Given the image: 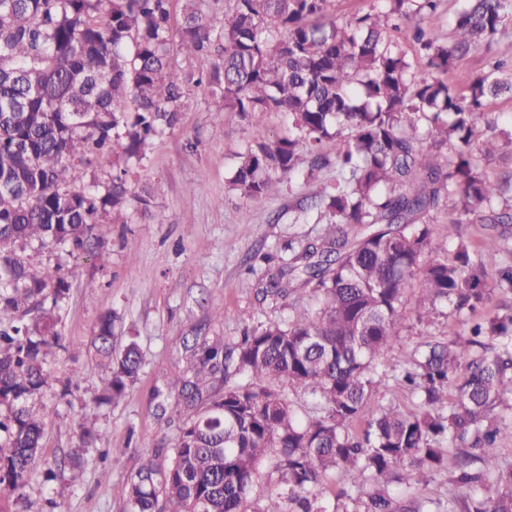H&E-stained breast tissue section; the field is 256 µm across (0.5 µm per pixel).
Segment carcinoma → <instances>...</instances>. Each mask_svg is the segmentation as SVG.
Instances as JSON below:
<instances>
[{"label": "carcinoma", "mask_w": 512, "mask_h": 512, "mask_svg": "<svg viewBox=\"0 0 512 512\" xmlns=\"http://www.w3.org/2000/svg\"><path fill=\"white\" fill-rule=\"evenodd\" d=\"M204 0H185L180 47L215 55L211 105L246 116L283 112L291 132L258 139L240 154L232 188L258 199L300 172L336 161V184L319 205L328 222L320 242L288 245V275H305L320 307L287 320L259 321L238 341L185 348L170 390L187 411L170 448L155 449L127 481L126 512H243L267 469L264 503L253 512H422L398 508L389 492L448 469L466 489L448 512H512V464L499 445L512 431V198L472 160L498 149L490 98L512 95L496 57L468 92L444 76L455 60L483 45L512 20V0H468L454 39L416 23L412 40L425 69L412 64L387 29L401 26L436 0H386L385 8L338 22L329 0H232L220 19ZM169 0H0V490L24 489L37 465L49 411L53 351L65 348L59 312L70 295L61 266L42 271L29 248L80 256L100 247L97 224L124 219L129 201L151 214L156 188L128 186L125 166L141 163L151 141L181 121L182 91L169 59ZM448 147L444 167L421 147ZM122 150L124 167L80 191L69 188L76 165L100 164ZM453 202L448 239L464 224H484L491 242L458 243L453 257L431 244V218L441 199ZM350 225L363 232L348 242ZM420 288L418 322L444 303L453 315L478 312L452 339L434 340L397 361L392 380L417 397L420 410L387 406L361 435L352 422L375 392L374 367L398 335L407 289ZM298 292L271 277L263 298ZM119 316L104 314L91 336L98 407L125 397L144 365L139 344L117 343ZM83 379L54 396L66 403ZM305 394L303 413L285 387ZM99 430L79 426L69 454L78 465ZM126 448H107L102 472L122 466ZM350 475L356 495L329 511L324 480Z\"/></svg>", "instance_id": "obj_1"}]
</instances>
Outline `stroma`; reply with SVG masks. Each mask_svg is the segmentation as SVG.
I'll use <instances>...</instances> for the list:
<instances>
[{
	"label": "stroma",
	"instance_id": "35a3bbf8",
	"mask_svg": "<svg viewBox=\"0 0 512 512\" xmlns=\"http://www.w3.org/2000/svg\"><path fill=\"white\" fill-rule=\"evenodd\" d=\"M169 44L183 79L181 123L156 137L143 163L131 166L127 175L136 190L160 185L154 218H142L132 210L126 222L102 223L100 259H61L49 250L28 252L36 266L62 263L71 283L60 324L69 349L55 353L52 387L80 376L81 397L96 392L97 383L88 375L91 358L86 344L101 315L110 310L120 317L116 334L136 337L145 366L118 405L101 411L58 406L46 424L39 458L41 466L59 465L56 480L46 483L36 475L23 491L0 492V512H47L53 502L62 512H126L128 477L153 448L172 444L178 435L176 410L159 413L149 398L154 389H165L168 373L185 347L200 336L229 341L256 321L291 317L319 306L308 290L299 298L277 301L263 299L260 291L266 277L278 273L287 244H307L320 234L325 219L316 200L325 185L335 182V167L327 166L315 178L298 179L260 199L232 190L236 156L253 133L285 136L288 119L280 112L244 119L228 109L211 111L210 89L202 79L215 58L177 52L174 38ZM491 49H512V21L499 31ZM488 50H473L457 59L447 76L449 85L466 91L470 81L485 72ZM447 336L446 317H437L427 327L407 319L377 362L376 392L368 414L387 405L417 411L414 396L394 386L393 364ZM81 424L103 430L101 448L127 449L123 467L109 479L101 477L98 450L85 454L79 466H71L68 453Z\"/></svg>",
	"mask_w": 512,
	"mask_h": 512
}]
</instances>
